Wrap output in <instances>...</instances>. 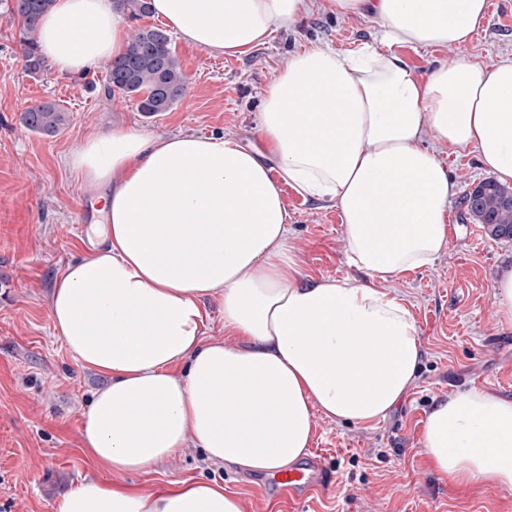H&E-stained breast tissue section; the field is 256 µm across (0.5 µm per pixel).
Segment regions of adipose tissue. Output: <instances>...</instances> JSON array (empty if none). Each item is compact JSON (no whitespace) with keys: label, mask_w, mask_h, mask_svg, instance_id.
<instances>
[{"label":"adipose tissue","mask_w":512,"mask_h":512,"mask_svg":"<svg viewBox=\"0 0 512 512\" xmlns=\"http://www.w3.org/2000/svg\"><path fill=\"white\" fill-rule=\"evenodd\" d=\"M378 22L376 44L294 52L263 92L261 146L115 125L65 159L99 218L87 251L55 280L49 315L84 368L105 379L81 419L85 452L113 472H149L180 449L212 464L274 473L307 454L313 414L368 424L418 369L417 323L386 282L448 247L456 195L431 143L472 150L512 184V60L418 71L401 48L467 43L486 0H335ZM187 44L242 56L288 30L307 0H152ZM112 0H54L41 55L79 73L121 55ZM333 202L348 261L368 281L307 282L292 253L285 188ZM218 300L240 344L204 340ZM434 470L512 489V398L470 389L438 400L422 428ZM53 512H241L223 486L182 480L165 493L79 482Z\"/></svg>","instance_id":"obj_1"}]
</instances>
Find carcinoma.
<instances>
[{
	"label": "carcinoma",
	"instance_id": "cac0c4a2",
	"mask_svg": "<svg viewBox=\"0 0 512 512\" xmlns=\"http://www.w3.org/2000/svg\"><path fill=\"white\" fill-rule=\"evenodd\" d=\"M18 37L24 69L38 73L45 67L37 45L40 16L53 0H15ZM115 9L131 22L151 14L148 0H115ZM107 95L139 96L138 109L146 117L170 111L186 92V78L166 30L138 26L125 52L106 67ZM69 122L68 113L54 103H42L23 113L24 127L44 136L58 134ZM468 215L495 238L512 237V189L493 179L481 182L478 195L465 197Z\"/></svg>",
	"mask_w": 512,
	"mask_h": 512
}]
</instances>
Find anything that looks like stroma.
Returning <instances> with one entry per match:
<instances>
[{
	"label": "stroma",
	"instance_id": "stroma-1",
	"mask_svg": "<svg viewBox=\"0 0 512 512\" xmlns=\"http://www.w3.org/2000/svg\"><path fill=\"white\" fill-rule=\"evenodd\" d=\"M14 0H0V512H52V502L86 477L113 488L166 490L179 480H214L240 501L242 512H512V489L476 479L455 483L428 465L421 446L433 402L462 389L512 397V325L494 304L493 278L512 263V239L490 238L470 220L463 199L487 174L467 150L437 145L457 187L448 249L432 265L388 285L405 301L420 334L421 363L400 404L362 426L315 416L309 456L319 457L329 487L289 499L263 473L209 463L184 449L147 473L96 468L82 450L81 410L102 376L83 369L56 335L48 298L59 272L78 255L97 206L66 156L94 129L121 123L156 135H230L259 144L265 87L293 52L311 43L355 50L374 42L372 19L338 14L332 0L313 7L291 30H274L249 54L213 56L173 40L187 80L184 97L154 117L137 98L106 96L105 65L84 74L46 67L25 71ZM416 68L429 56L465 58L492 68L512 59V0H487L486 16L468 44L404 49ZM54 103L70 116L54 137L26 130L22 113ZM289 245L312 280L364 279L349 265L342 217L333 203L285 188Z\"/></svg>",
	"mask_w": 512,
	"mask_h": 512
}]
</instances>
